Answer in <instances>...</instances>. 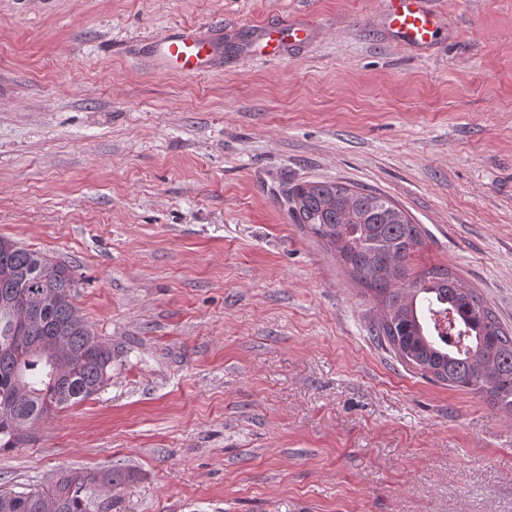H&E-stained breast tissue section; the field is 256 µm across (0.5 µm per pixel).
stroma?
I'll list each match as a JSON object with an SVG mask.
<instances>
[{
	"label": "stroma",
	"mask_w": 512,
	"mask_h": 512,
	"mask_svg": "<svg viewBox=\"0 0 512 512\" xmlns=\"http://www.w3.org/2000/svg\"><path fill=\"white\" fill-rule=\"evenodd\" d=\"M404 48L381 0H0V236L74 267L112 347L91 399L0 448V489L113 468L99 512H512V416L421 378L284 187L389 196L512 327V0H430ZM316 37L271 59L259 28ZM203 24L185 77L150 41ZM426 0H385L383 19L395 38L403 45L427 49L446 28ZM149 50L168 70L198 75L223 57L224 40L201 27H182L149 43Z\"/></svg>",
	"instance_id": "1"
}]
</instances>
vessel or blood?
Segmentation results:
<instances>
[{
	"mask_svg": "<svg viewBox=\"0 0 512 512\" xmlns=\"http://www.w3.org/2000/svg\"><path fill=\"white\" fill-rule=\"evenodd\" d=\"M383 19L401 44L415 49L432 46L444 28L427 0H384ZM312 36L311 28L303 23L267 27L259 33V51L277 57L289 47L309 42ZM149 50L168 70L198 75L223 57L224 41L203 28L182 27L151 42Z\"/></svg>",
	"mask_w": 512,
	"mask_h": 512,
	"instance_id": "1",
	"label": "vessel or blood"
}]
</instances>
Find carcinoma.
<instances>
[{"label": "carcinoma", "mask_w": 512, "mask_h": 512, "mask_svg": "<svg viewBox=\"0 0 512 512\" xmlns=\"http://www.w3.org/2000/svg\"><path fill=\"white\" fill-rule=\"evenodd\" d=\"M294 223L335 252L382 307L377 342L422 377L487 397L512 415V329L477 291L442 265L416 269L425 231L391 198L340 182L284 190ZM72 266L52 262L0 236V447L18 448L43 415L98 394L112 348L95 336L75 305ZM51 304L19 318L8 302ZM133 470L63 474L29 491L0 490V512H95L87 486L134 483Z\"/></svg>", "instance_id": "obj_1"}]
</instances>
